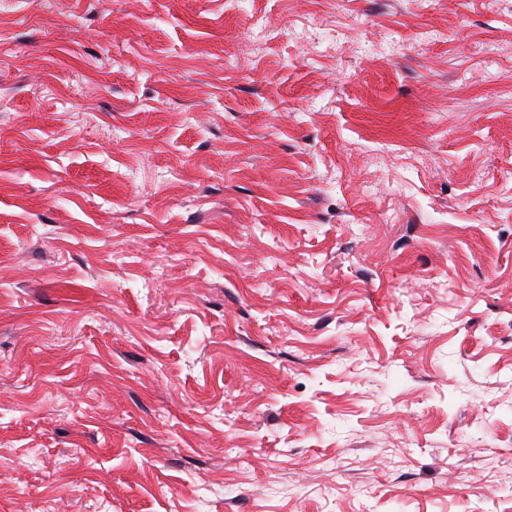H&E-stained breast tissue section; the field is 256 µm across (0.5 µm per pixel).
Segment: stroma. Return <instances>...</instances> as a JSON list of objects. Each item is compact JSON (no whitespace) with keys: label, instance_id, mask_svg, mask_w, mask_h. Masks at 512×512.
<instances>
[{"label":"stroma","instance_id":"1","mask_svg":"<svg viewBox=\"0 0 512 512\" xmlns=\"http://www.w3.org/2000/svg\"><path fill=\"white\" fill-rule=\"evenodd\" d=\"M0 512H512V0H0Z\"/></svg>","mask_w":512,"mask_h":512}]
</instances>
